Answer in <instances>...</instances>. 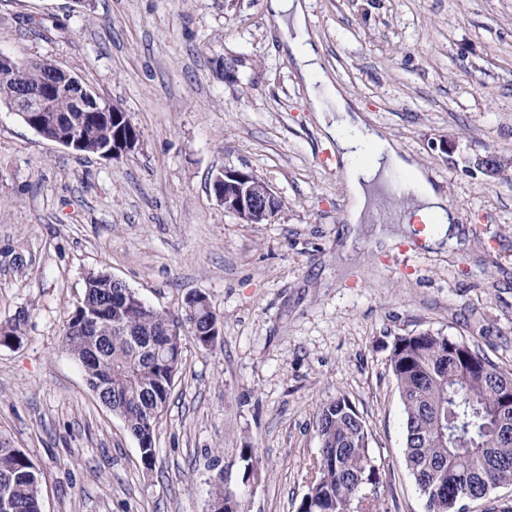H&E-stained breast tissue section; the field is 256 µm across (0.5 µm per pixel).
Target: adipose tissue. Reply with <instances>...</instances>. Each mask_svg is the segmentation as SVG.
<instances>
[{
	"label": "adipose tissue",
	"instance_id": "1",
	"mask_svg": "<svg viewBox=\"0 0 512 512\" xmlns=\"http://www.w3.org/2000/svg\"><path fill=\"white\" fill-rule=\"evenodd\" d=\"M267 10L278 23L280 40L288 49L304 79L317 119L344 164L349 206L347 224L358 226L377 220L381 202L389 194L393 178L406 174L410 181V205L390 214L392 227L380 232L379 244L391 245L397 238L395 225L425 224L427 247L435 250L462 247L464 235L449 210L448 201L428 175L396 143L368 126L349 108L321 64L318 47L307 32L305 0H266Z\"/></svg>",
	"mask_w": 512,
	"mask_h": 512
}]
</instances>
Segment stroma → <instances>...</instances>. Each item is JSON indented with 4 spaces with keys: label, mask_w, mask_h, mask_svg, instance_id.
Returning <instances> with one entry per match:
<instances>
[{
    "label": "stroma",
    "mask_w": 512,
    "mask_h": 512,
    "mask_svg": "<svg viewBox=\"0 0 512 512\" xmlns=\"http://www.w3.org/2000/svg\"><path fill=\"white\" fill-rule=\"evenodd\" d=\"M321 65L351 108L427 171L465 245L408 232L348 256L343 163L265 0H0V53L46 58L121 105L140 146L119 160L48 141L0 106V430L42 474L44 512H208L223 471L245 512H295L315 476L320 403L370 430L380 512H425L389 367L431 331L512 372V0H308ZM497 155V176L478 158ZM244 169L281 207L243 224L211 180ZM156 308L206 294L217 346L187 343L145 471L136 440L62 346L88 273ZM259 476L245 480L243 448ZM6 322L5 325V322L0 323V345L9 346L10 342H15L19 347L25 336L26 316L15 315Z\"/></svg>",
    "instance_id": "1"
}]
</instances>
